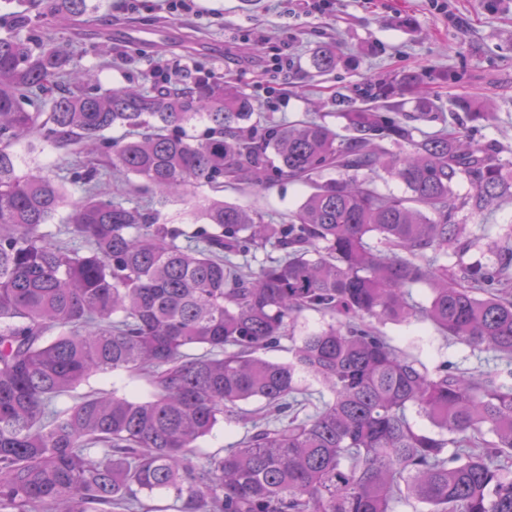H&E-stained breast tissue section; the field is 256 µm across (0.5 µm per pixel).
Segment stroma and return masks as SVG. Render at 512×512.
Wrapping results in <instances>:
<instances>
[{"mask_svg":"<svg viewBox=\"0 0 512 512\" xmlns=\"http://www.w3.org/2000/svg\"><path fill=\"white\" fill-rule=\"evenodd\" d=\"M99 9L80 24L58 20L36 24L32 38L52 35L75 54L79 68L92 69L106 87L138 88L155 66L171 75L212 74L249 96L266 120L286 123L306 116L339 127L337 97L355 98L358 89L387 75L419 73L443 105L471 97L491 105L489 119L473 128L476 141L496 142L500 159L512 160V0H195L196 11L173 15L165 0H97ZM152 31V40L131 38ZM320 44L336 48L332 72L317 74L310 64ZM287 89L286 97L271 89ZM21 172L40 168L53 174L71 167L68 149H30L19 144ZM309 186L275 183L253 192L225 185V202L274 219H287ZM475 239L465 262L487 260V246L512 224V202L492 220L460 211ZM395 346L412 349L428 368L450 363L459 370L493 371L496 353L473 351L448 341L429 323L386 324Z\"/></svg>","mask_w":512,"mask_h":512,"instance_id":"obj_1","label":"stroma"}]
</instances>
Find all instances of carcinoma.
Segmentation results:
<instances>
[{"label":"carcinoma","mask_w":512,"mask_h":512,"mask_svg":"<svg viewBox=\"0 0 512 512\" xmlns=\"http://www.w3.org/2000/svg\"><path fill=\"white\" fill-rule=\"evenodd\" d=\"M42 2L72 21L96 10ZM34 20L19 12L0 35V512H163L158 492L180 512H393L403 497L425 512H512V227L495 260L444 262L471 244L457 211L512 200V161L456 116L419 127L437 105L412 73L368 85L339 130L260 129L249 98L219 79L104 88L86 69L71 82L69 51L19 36ZM313 61L331 70L336 51L319 46ZM402 90L414 111L390 104ZM454 106L490 117L483 102ZM198 122L200 138L187 133ZM32 135L95 145L159 205L226 181L313 191L283 224L197 197L186 216L210 229L184 244L159 209L108 196L95 166L71 172L76 198L59 177L19 173L12 147ZM382 172L408 195L381 193ZM64 208L83 250L44 230ZM269 245L283 255L256 272L243 262ZM306 311L336 321L297 336ZM413 321L508 367L430 370L377 327ZM285 336L288 359L269 358ZM118 371L147 378L150 394L75 393ZM250 401L262 407L243 439L194 461Z\"/></svg>","instance_id":"cac0c4a2"}]
</instances>
